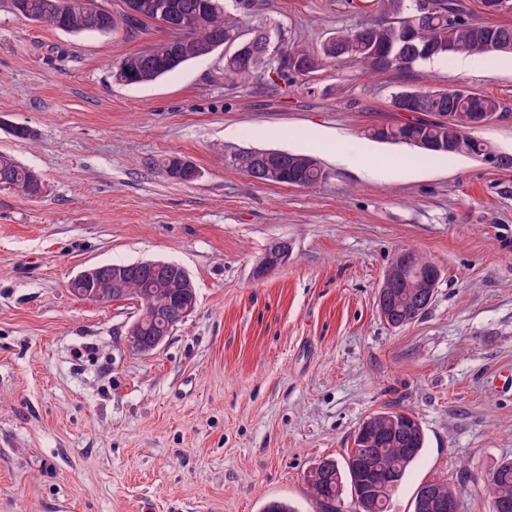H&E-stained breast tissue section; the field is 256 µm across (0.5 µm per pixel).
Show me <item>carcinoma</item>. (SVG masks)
Returning a JSON list of instances; mask_svg holds the SVG:
<instances>
[{
  "label": "carcinoma",
  "instance_id": "1",
  "mask_svg": "<svg viewBox=\"0 0 512 512\" xmlns=\"http://www.w3.org/2000/svg\"><path fill=\"white\" fill-rule=\"evenodd\" d=\"M437 8L424 21L408 28L411 16L418 12L416 0H372L380 20L361 28L340 31L326 39L316 51L288 44L285 32H280L288 61L310 63L313 67L327 60L343 58L359 60L375 70L378 53L393 58L389 69L410 70L425 60L450 55H470L477 32L488 38L512 43V24L486 23L477 25L464 16L463 5L457 0H433ZM118 12L99 0H0V10L20 15L31 22L46 23L70 33H109L121 25L127 30L142 29L166 15L180 25L174 42L160 40L151 46L128 54L117 70L119 82L126 85L146 84L175 72L183 64L209 56L224 48V82L247 88L258 80L270 85L288 77L291 70L276 71L277 78H260L247 58L237 53L244 44L259 53L265 48L269 26L258 21L244 28L242 17L229 12L224 0H119ZM456 20L448 22V13ZM407 100L405 109L414 113L409 122L371 127L367 135L384 142H398L420 150L437 153L434 144L458 140L457 153L481 157L493 152L487 142L472 135L470 120L473 111H500L499 102L484 94L460 98L455 90L435 98L423 88L403 89L395 94ZM450 112V124L434 121L436 113ZM282 170L312 187L326 178L320 162L309 155L285 153L277 156ZM236 168L260 183L288 185L290 181L270 178L266 169L253 158V150L244 149L236 157ZM14 189L28 198L42 191V181L29 168L6 154H0V190ZM415 274L396 287L390 325L403 327L419 317L430 305L418 296L414 288ZM189 274L179 265L171 266L163 279L145 267H136L123 287L114 288L106 279L98 283L101 302L133 298L139 313L145 314L137 333L140 341L163 334L174 321L181 298L189 299L196 289L190 287ZM425 446L421 424L410 413L392 410L378 411L365 418L355 431L353 446L346 456L325 457L316 461L304 476L312 501L320 512H341L344 491H349L354 512H391L393 496L407 471L419 458ZM494 481L488 496L492 512H512V459L499 461L494 469ZM433 487L443 495L456 490L440 482L419 486L413 501V512H437L423 504V492Z\"/></svg>",
  "mask_w": 512,
  "mask_h": 512
}]
</instances>
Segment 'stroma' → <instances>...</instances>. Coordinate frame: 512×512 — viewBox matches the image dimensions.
<instances>
[{
    "instance_id": "1",
    "label": "stroma",
    "mask_w": 512,
    "mask_h": 512,
    "mask_svg": "<svg viewBox=\"0 0 512 512\" xmlns=\"http://www.w3.org/2000/svg\"><path fill=\"white\" fill-rule=\"evenodd\" d=\"M248 2L309 49L376 18L366 0ZM164 36L0 11V152L45 186L0 191V512H259L270 498L317 512L305 473L387 407L426 435L392 512L430 481L457 491L459 512H491L484 479L512 459V167L366 130L401 120L399 90L463 84L500 102L475 135L512 157V54L407 72L344 59L242 90L217 51L151 84L115 80ZM237 148L311 155L327 177L259 183L225 163ZM170 154L199 178L153 166ZM275 238L292 255L256 277ZM407 248L440 278L393 328L377 295ZM147 260L183 267L198 296L151 355L128 341L136 300L70 288L84 268Z\"/></svg>"
}]
</instances>
